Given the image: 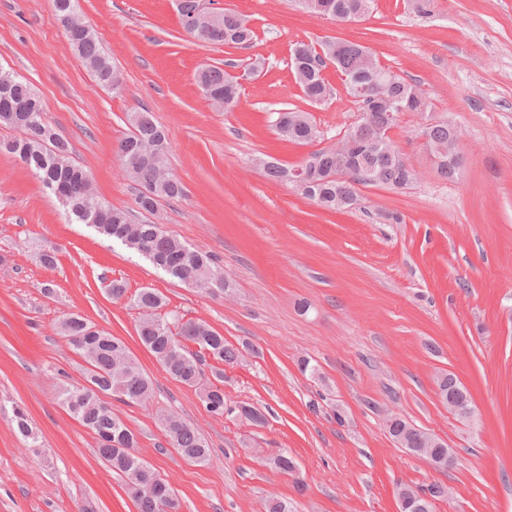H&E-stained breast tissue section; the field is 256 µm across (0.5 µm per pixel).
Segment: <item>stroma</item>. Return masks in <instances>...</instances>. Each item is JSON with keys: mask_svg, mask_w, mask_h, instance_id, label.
<instances>
[{"mask_svg": "<svg viewBox=\"0 0 512 512\" xmlns=\"http://www.w3.org/2000/svg\"><path fill=\"white\" fill-rule=\"evenodd\" d=\"M248 16L246 47L202 44L184 30L177 0H79L124 80L103 89L54 21L53 0H0V67L27 78L45 116L113 207L137 212L139 188L114 146L125 116L147 110L169 143L183 198L158 208L164 231L211 254L228 282L203 293L157 270L120 242L69 220L52 191L0 155V512H137L123 479L95 454L94 434L58 400L83 381L82 361L58 327L78 314L123 339L153 386L149 403L108 402L138 452L170 486L180 512H396L401 484L448 487L435 512H512V0H435L430 15L377 0L358 21L298 9L293 0H210ZM346 40L419 85L433 117L460 131L462 161L440 176L401 115L391 136L419 178L405 189L358 186L357 203L331 212L257 166H293L330 145L360 108L335 68L329 94L309 105L288 67L298 41ZM246 70L238 103L213 107L195 76L208 65ZM309 112L311 142L278 139L273 114ZM57 249L54 267L37 254ZM126 285L113 300L112 281ZM152 288L159 317L202 320L240 349L224 368L226 410L213 418L197 389L170 378L141 345ZM309 360L318 376L301 372ZM453 373L473 415L451 414L435 376ZM251 405L257 424L241 413ZM24 409L38 435L14 430ZM176 413L206 439L208 463L170 446L157 411ZM396 412L442 438L443 471L396 447L383 419ZM288 453L298 476L271 460Z\"/></svg>", "mask_w": 512, "mask_h": 512, "instance_id": "stroma-1", "label": "stroma"}]
</instances>
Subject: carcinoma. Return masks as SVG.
<instances>
[{
  "instance_id": "cac0c4a2",
  "label": "carcinoma",
  "mask_w": 512,
  "mask_h": 512,
  "mask_svg": "<svg viewBox=\"0 0 512 512\" xmlns=\"http://www.w3.org/2000/svg\"><path fill=\"white\" fill-rule=\"evenodd\" d=\"M63 8L56 11L55 21L63 29L71 47L91 70L102 87L119 95L123 91L122 79L116 73L111 57L104 51L96 32L90 28H77L79 0H59ZM297 5L309 12L329 16L338 21H356L370 15L375 0H296ZM219 33L197 30L191 37L202 44L248 45L255 33L247 19L224 9L216 17ZM336 67L345 76L347 93L359 104L366 115V126L354 138L363 141L392 129L396 122L390 114L403 112H429V100L415 96V84L390 68L381 65L378 57L367 47L349 41L327 40L319 48L300 41L293 44L291 67L305 98L319 103L327 96V85L322 72L328 66ZM197 82L203 98L216 106L229 107L239 100L237 78L219 66H208L199 71ZM127 121L130 134L117 146L125 176L141 187L136 205L146 213H153L161 201L179 199L183 186L168 166V145L164 132L154 123L149 112H129ZM0 126L12 128L19 136L0 139V154L6 153L30 170L51 190H60L62 205L76 221L82 211L98 208L105 220L95 225L97 231L120 241L127 248L149 259L158 269L179 282L191 286L195 282H208L217 275L210 256L191 247L178 237L162 231L150 220L134 223L128 211L110 205L97 192L90 190L86 172L69 161V143L57 137L56 150L49 149L55 129L44 120L41 99L31 84L13 71L0 69ZM278 135L285 141L304 144L316 138V130L308 115L295 109H286L275 120ZM425 146L439 158L436 167L441 175L451 178L456 166L444 162L452 148L453 135L448 124L440 122L424 133ZM318 184L313 187L309 200L327 210L336 209V181L328 179L336 172V155L315 153ZM381 163L378 184L399 187L404 173L402 154L384 152V147L354 152V163ZM136 307L154 311L164 305L163 296L152 288H143L134 297ZM94 325L79 314H71L61 324L75 354L85 364L83 377L107 394L116 395L129 403H147L153 388L126 344L112 334L96 330ZM142 345L149 350L163 370L177 382L194 387L205 378L202 368L205 357L216 361L211 372L217 385L209 396L211 411L224 415V369L234 364L241 352L227 343L224 335L202 321L179 318L169 322L151 315L142 319L137 327ZM196 346L192 350L189 345ZM59 399L66 412L83 427L96 435L112 432L113 427L123 431L117 445H97L96 453L112 471L125 478L126 488L133 498L137 512H159V498L172 495L170 487L150 466L140 467L135 454L137 440L122 419L112 412L95 391L83 392L64 385ZM159 425L170 440V445L184 458L194 463H205L210 448L199 433L178 415L163 412L158 415Z\"/></svg>"
}]
</instances>
